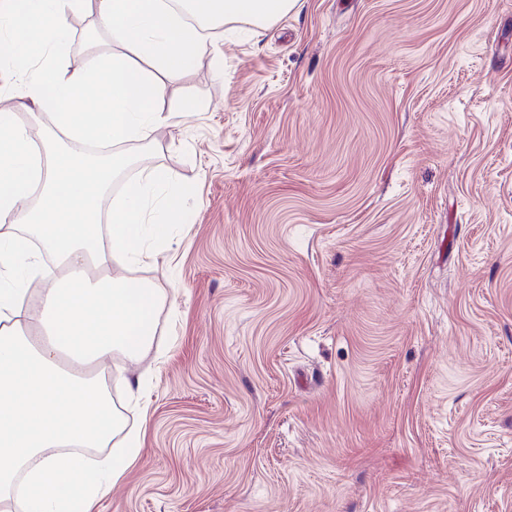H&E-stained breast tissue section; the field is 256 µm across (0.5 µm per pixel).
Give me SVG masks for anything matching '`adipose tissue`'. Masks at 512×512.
I'll use <instances>...</instances> for the list:
<instances>
[{"instance_id": "ef3b65f1", "label": "adipose tissue", "mask_w": 512, "mask_h": 512, "mask_svg": "<svg viewBox=\"0 0 512 512\" xmlns=\"http://www.w3.org/2000/svg\"><path fill=\"white\" fill-rule=\"evenodd\" d=\"M298 0H0V504L17 471L23 512H98L135 462L141 432L101 386L97 367L121 353L137 359L157 330L159 289L112 274L115 254L138 262L150 239L178 223L186 186L160 169L143 171L100 200L128 159L120 145L171 122L163 99L170 80L195 71L206 30L229 22L257 26L292 11ZM88 13L110 32L113 48L72 69L63 62L70 16ZM52 112L67 139L105 148L101 161L69 149L44 163L20 108ZM65 264L63 278L29 306L25 285L41 275L32 239ZM119 448L99 461L85 448Z\"/></svg>"}]
</instances>
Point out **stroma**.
I'll use <instances>...</instances> for the list:
<instances>
[{
	"instance_id": "35a3bbf8",
	"label": "stroma",
	"mask_w": 512,
	"mask_h": 512,
	"mask_svg": "<svg viewBox=\"0 0 512 512\" xmlns=\"http://www.w3.org/2000/svg\"><path fill=\"white\" fill-rule=\"evenodd\" d=\"M190 95L112 181L189 194L115 269L162 298L100 375L144 427L101 512H512V0H298Z\"/></svg>"
}]
</instances>
